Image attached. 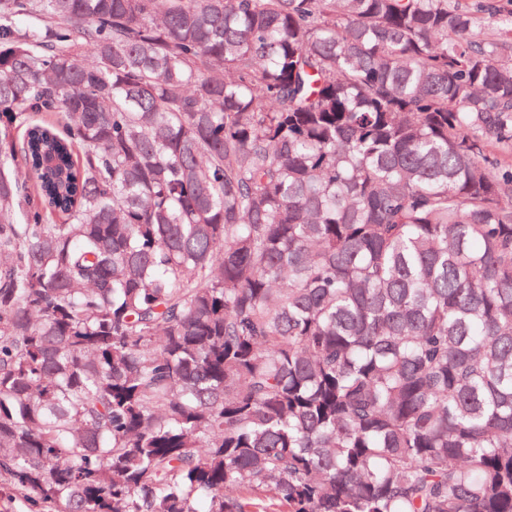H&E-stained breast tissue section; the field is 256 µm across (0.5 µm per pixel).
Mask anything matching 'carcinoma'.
<instances>
[{
  "label": "carcinoma",
  "instance_id": "1",
  "mask_svg": "<svg viewBox=\"0 0 512 512\" xmlns=\"http://www.w3.org/2000/svg\"><path fill=\"white\" fill-rule=\"evenodd\" d=\"M493 146L500 0H0V481L512 512Z\"/></svg>",
  "mask_w": 512,
  "mask_h": 512
}]
</instances>
